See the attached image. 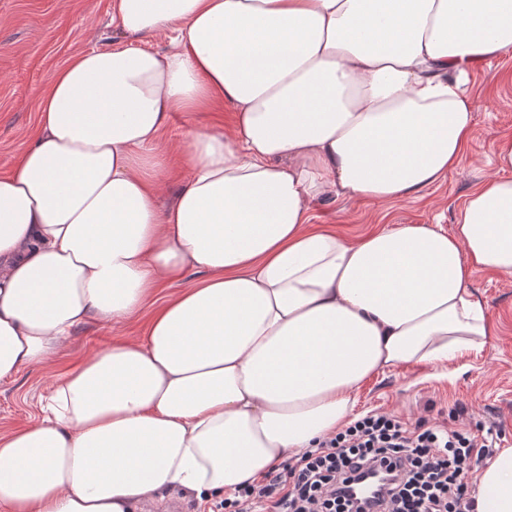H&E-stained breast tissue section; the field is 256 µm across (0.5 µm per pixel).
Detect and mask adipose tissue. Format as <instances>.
<instances>
[{"instance_id": "obj_1", "label": "adipose tissue", "mask_w": 512, "mask_h": 512, "mask_svg": "<svg viewBox=\"0 0 512 512\" xmlns=\"http://www.w3.org/2000/svg\"><path fill=\"white\" fill-rule=\"evenodd\" d=\"M162 51L72 57L39 134L0 176V380L79 326L137 314L141 339L57 374L34 424L0 432V512H136L165 489L233 498L336 433L374 374L481 349L473 286L512 276V136L453 230L309 229L313 203L419 197L461 161V85L512 51V0H114ZM228 102L237 134L184 131L190 176L157 203L173 113ZM476 512H512V448L478 468Z\"/></svg>"}]
</instances>
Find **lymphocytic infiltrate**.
I'll return each mask as SVG.
<instances>
[{"mask_svg": "<svg viewBox=\"0 0 512 512\" xmlns=\"http://www.w3.org/2000/svg\"><path fill=\"white\" fill-rule=\"evenodd\" d=\"M496 443L490 432L411 427L390 413L371 414L241 486L212 512H472L465 477ZM377 472L386 487L363 508L349 489Z\"/></svg>", "mask_w": 512, "mask_h": 512, "instance_id": "1", "label": "lymphocytic infiltrate"}]
</instances>
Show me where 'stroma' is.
Returning <instances> with one entry per match:
<instances>
[{"label":"stroma","instance_id":"1","mask_svg":"<svg viewBox=\"0 0 512 512\" xmlns=\"http://www.w3.org/2000/svg\"><path fill=\"white\" fill-rule=\"evenodd\" d=\"M167 43L163 34L124 35L112 21V0H0V175L27 149L41 93L51 74L70 58L112 48L160 50ZM468 86L476 95L477 112L467 154L440 183L416 200L316 203L314 224L333 226L349 240L379 224L452 229L467 193L495 171V141L512 134V52L479 65ZM190 127H216L229 135L233 113L225 105L173 113L161 145L169 170L160 187V206L173 201L189 176L182 134ZM475 285L496 324L483 348L437 367L405 365L369 378L355 395V416L376 411L412 425L451 421L471 431L493 428L501 447L512 448V277L480 271ZM153 308L149 301L138 315L108 324L88 322L70 336L51 366L29 367L14 379L0 381V431L40 421L52 375L94 352L142 336Z\"/></svg>","mask_w":512,"mask_h":512}]
</instances>
